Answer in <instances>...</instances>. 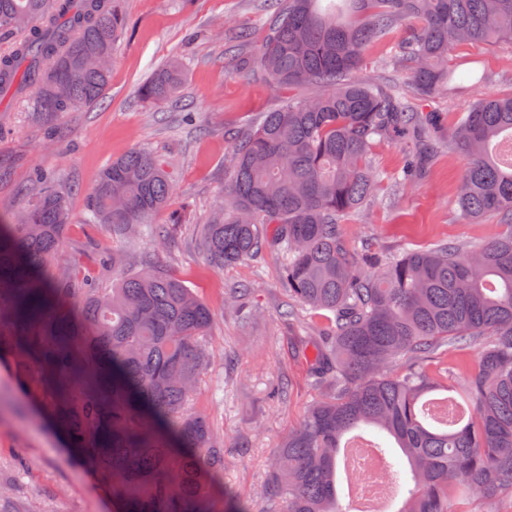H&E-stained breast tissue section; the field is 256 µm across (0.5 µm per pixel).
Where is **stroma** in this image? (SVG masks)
<instances>
[{
  "mask_svg": "<svg viewBox=\"0 0 512 512\" xmlns=\"http://www.w3.org/2000/svg\"><path fill=\"white\" fill-rule=\"evenodd\" d=\"M122 26L103 104L66 112L53 125L36 121L23 101L0 102V211L19 213L34 198L36 170L67 191L72 217L59 249L47 265L50 278L81 277L96 255L120 252L129 265L143 255L180 277L213 312L209 344L214 358L193 395V410L211 418L224 439V485L252 512H280L267 488L268 458L322 395L308 364L290 354L294 336H315L319 318L293 305L283 287L284 267L276 251L216 269L197 247L204 224L224 197L225 159L231 136L290 98L310 97V88L276 89L261 71L239 72V64L264 35L260 0H114ZM248 43L236 41L239 31ZM452 59H471L488 76L476 90L460 89L428 102L444 127L479 97L512 91V44H465ZM181 59L185 76L176 100L156 104L139 98V84L170 61ZM141 147L163 160L173 179L165 224L172 211L183 221L167 248L135 236L113 240L85 221L89 197L101 169ZM416 143L384 138L368 161L381 175L374 197L345 223L350 243L371 242L385 255L422 249L442 240L483 242L498 236L497 217L469 224L457 219L454 200L464 159L432 154L424 176L405 187L395 179ZM247 296H239V289ZM0 482L11 492L0 512H113L111 493L68 447L63 433L23 394L12 369L0 363Z\"/></svg>",
  "mask_w": 512,
  "mask_h": 512,
  "instance_id": "stroma-1",
  "label": "stroma"
}]
</instances>
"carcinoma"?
I'll use <instances>...</instances> for the list:
<instances>
[{
  "instance_id": "obj_1",
  "label": "carcinoma",
  "mask_w": 512,
  "mask_h": 512,
  "mask_svg": "<svg viewBox=\"0 0 512 512\" xmlns=\"http://www.w3.org/2000/svg\"><path fill=\"white\" fill-rule=\"evenodd\" d=\"M274 0L252 65L275 87H323L289 101L237 134L224 205L204 225L200 248L214 267L277 251L288 300L331 314L319 340L291 346L329 392L272 453L267 483L283 512H356L341 506L338 470L360 472L347 444L364 427L394 440L403 469L379 442L398 512H482L499 500L512 512V92L473 101L444 131L419 109L475 71L448 68L463 43H512V0ZM391 44L382 65L409 82L378 87L359 76L366 51ZM112 0H0V33L17 37L0 57V101L32 99L49 122L102 102L118 35ZM99 52L105 72L85 62ZM178 61L141 86L166 103L180 88ZM61 82L66 96L50 86ZM393 134L448 148L466 168L455 200L469 223L496 216L506 230L471 245L440 242L383 258L351 246L343 220L372 197L379 174L367 161ZM40 194L15 221L0 216V360L64 429L112 492L117 512H251L213 484L224 478V441L190 401L212 354L210 308L153 264L124 268L112 287L49 279L43 269L69 224L66 194L40 177ZM155 155L134 148L102 170L90 221L117 238L132 228L162 246L181 223L155 224L173 195ZM443 346L472 348L476 360L457 387L426 364ZM411 366L402 373L392 365Z\"/></svg>"
}]
</instances>
